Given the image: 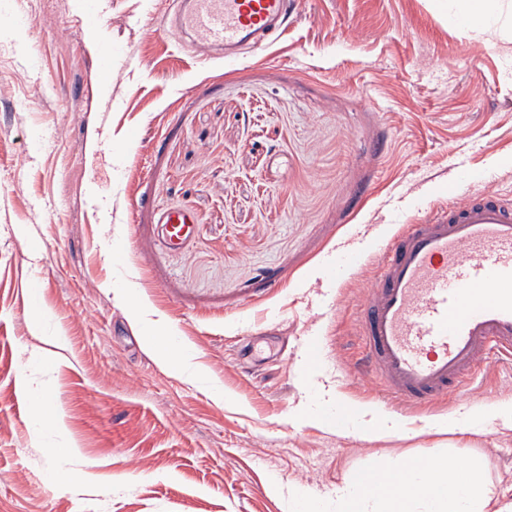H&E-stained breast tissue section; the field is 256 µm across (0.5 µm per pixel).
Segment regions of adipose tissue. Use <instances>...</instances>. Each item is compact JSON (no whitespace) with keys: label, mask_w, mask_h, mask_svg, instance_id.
Listing matches in <instances>:
<instances>
[{"label":"adipose tissue","mask_w":512,"mask_h":512,"mask_svg":"<svg viewBox=\"0 0 512 512\" xmlns=\"http://www.w3.org/2000/svg\"><path fill=\"white\" fill-rule=\"evenodd\" d=\"M494 425L512 429V400L491 404L479 415L436 417L430 429L456 434ZM484 459L407 457L378 466L398 482L396 492L372 489L352 480L336 488L337 512H512V496L486 477Z\"/></svg>","instance_id":"1"}]
</instances>
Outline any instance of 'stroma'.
<instances>
[{
    "label": "stroma",
    "mask_w": 512,
    "mask_h": 512,
    "mask_svg": "<svg viewBox=\"0 0 512 512\" xmlns=\"http://www.w3.org/2000/svg\"><path fill=\"white\" fill-rule=\"evenodd\" d=\"M175 6L0 0V512H336L354 472L414 455L486 459L511 490V429L425 423L512 400V362L422 411L353 365L395 212L421 221L461 182L512 201V42L454 0H295L280 43L227 65L162 30ZM176 210L193 222L172 241ZM347 249L371 261L333 282ZM125 283L197 381L147 349ZM349 407L406 428L367 442L312 420ZM115 294V298L121 302L129 303L132 306L133 314H134V322L141 325H149L154 327L158 332L163 331L164 329L167 331V335H172L168 324L164 316L159 313L157 310L148 307L143 304H138L132 302L133 295L128 291V289L124 290H113ZM73 452V448H50L49 454L53 460V476L56 479L69 480L74 476L68 467Z\"/></svg>",
    "instance_id": "1"
}]
</instances>
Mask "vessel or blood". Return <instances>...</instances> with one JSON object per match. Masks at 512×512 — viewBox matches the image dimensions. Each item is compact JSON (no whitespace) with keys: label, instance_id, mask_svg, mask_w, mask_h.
Returning a JSON list of instances; mask_svg holds the SVG:
<instances>
[{"label":"vessel or blood","instance_id":"obj_1","mask_svg":"<svg viewBox=\"0 0 512 512\" xmlns=\"http://www.w3.org/2000/svg\"><path fill=\"white\" fill-rule=\"evenodd\" d=\"M287 14L288 0H181L162 28L230 61L271 43ZM359 334L366 371L413 408L446 401L489 357L512 359V203L456 188L423 221L396 225Z\"/></svg>","mask_w":512,"mask_h":512}]
</instances>
